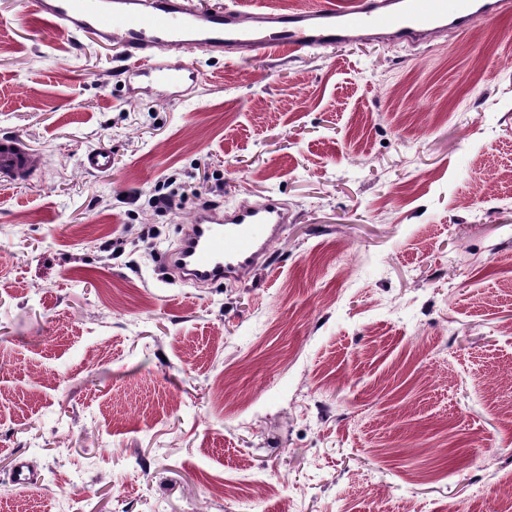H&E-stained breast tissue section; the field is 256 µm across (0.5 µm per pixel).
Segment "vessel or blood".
I'll use <instances>...</instances> for the list:
<instances>
[{
    "mask_svg": "<svg viewBox=\"0 0 512 512\" xmlns=\"http://www.w3.org/2000/svg\"><path fill=\"white\" fill-rule=\"evenodd\" d=\"M35 12L60 34L85 35L116 45L122 76L161 87L190 88L196 54L236 58L241 49L276 54L313 51L368 34L414 44L451 30L512 16V0H316L296 13L257 9L237 0L202 9L194 0H34ZM31 150L15 137L0 139V179L24 182ZM288 214L276 199L231 209H198L166 260L180 279L194 283L242 280L272 264L271 248Z\"/></svg>",
    "mask_w": 512,
    "mask_h": 512,
    "instance_id": "1",
    "label": "vessel or blood"
}]
</instances>
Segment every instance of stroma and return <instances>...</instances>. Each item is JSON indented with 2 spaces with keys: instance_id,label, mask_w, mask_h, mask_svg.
Here are the masks:
<instances>
[{
  "instance_id": "obj_1",
  "label": "stroma",
  "mask_w": 512,
  "mask_h": 512,
  "mask_svg": "<svg viewBox=\"0 0 512 512\" xmlns=\"http://www.w3.org/2000/svg\"><path fill=\"white\" fill-rule=\"evenodd\" d=\"M116 58L0 0V137L33 149L0 186V512H512V19L200 54L188 96ZM268 196L273 268L168 279L202 204Z\"/></svg>"
}]
</instances>
